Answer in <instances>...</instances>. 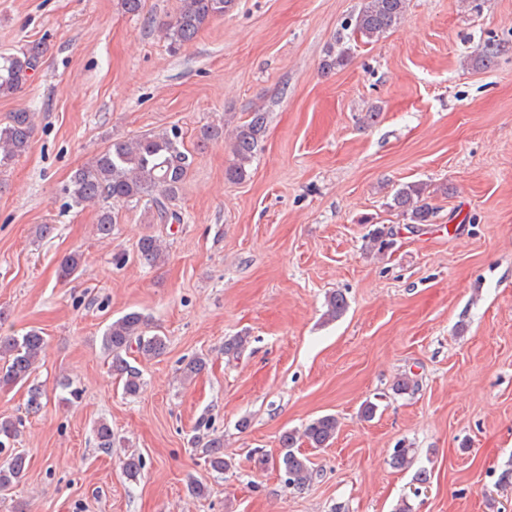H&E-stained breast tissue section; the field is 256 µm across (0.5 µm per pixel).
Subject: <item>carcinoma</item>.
<instances>
[{
  "instance_id": "cac0c4a2",
  "label": "carcinoma",
  "mask_w": 512,
  "mask_h": 512,
  "mask_svg": "<svg viewBox=\"0 0 512 512\" xmlns=\"http://www.w3.org/2000/svg\"><path fill=\"white\" fill-rule=\"evenodd\" d=\"M235 0H181L175 16L165 24L163 33L172 51L194 41L200 31L217 17L229 13ZM408 0H363L359 11L346 22L350 35L366 42H376L386 33L401 25L407 13ZM338 47H329L323 69L332 71L344 64L348 47L343 38L336 39ZM502 48L487 46L472 57L474 65L490 69L497 63ZM44 46L32 42L14 54L0 55V97L16 94L29 72L41 62ZM33 113L21 109L10 115L6 125L0 126V167L25 153L33 133ZM267 113L258 108L248 119L236 126L230 147L231 159L225 177L241 182L249 176L248 168L262 149L267 127ZM190 166L188 155L178 147V133L162 131L131 140L111 142L86 167L75 170L69 179L68 197L73 205L84 207L105 200L143 201L161 222L175 217L166 203L177 199ZM389 208L395 209L411 224H429L434 207L428 202L427 186L421 182L401 185L394 192ZM116 224L113 212L103 209L96 224L97 234L109 238ZM163 256L161 240L153 235L140 239L137 247L139 260L154 264ZM81 256L69 254L60 261L58 277L66 281L78 271ZM325 318L335 321L343 316L348 304L344 294L331 292L325 300ZM147 323L142 314L130 312L111 322L103 335L104 348L112 355V371L124 378L123 389L136 395L142 386L141 373L128 365L122 353L136 348L145 359H152L164 351V337L146 335ZM46 340L37 331L22 336L0 337V387L29 381L45 348ZM338 420L334 415L318 417L300 430H290L281 438L283 453L277 460L285 482L298 490L304 489L314 477L309 459L299 451L297 443L305 442L311 448H326L336 437ZM18 436V422L0 421V492L17 487L27 470L26 456L7 447ZM205 463L222 473L230 466L224 459V438L214 436L206 441Z\"/></svg>"
}]
</instances>
